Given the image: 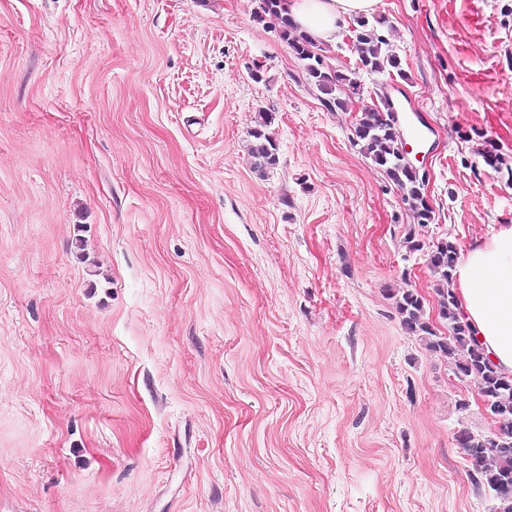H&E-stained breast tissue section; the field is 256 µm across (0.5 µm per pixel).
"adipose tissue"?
Masks as SVG:
<instances>
[{
	"mask_svg": "<svg viewBox=\"0 0 512 512\" xmlns=\"http://www.w3.org/2000/svg\"><path fill=\"white\" fill-rule=\"evenodd\" d=\"M381 0H283L288 17L319 44L342 38L354 19ZM458 309L490 359L512 375V225L492 228L460 256L454 272Z\"/></svg>",
	"mask_w": 512,
	"mask_h": 512,
	"instance_id": "obj_1",
	"label": "adipose tissue"
}]
</instances>
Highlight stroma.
I'll return each instance as SVG.
<instances>
[{"mask_svg": "<svg viewBox=\"0 0 512 512\" xmlns=\"http://www.w3.org/2000/svg\"><path fill=\"white\" fill-rule=\"evenodd\" d=\"M259 0H0V512H492L397 190ZM426 246L512 224V0H382ZM279 162L258 175L259 111ZM504 160L489 166L484 150Z\"/></svg>", "mask_w": 512, "mask_h": 512, "instance_id": "stroma-1", "label": "stroma"}]
</instances>
